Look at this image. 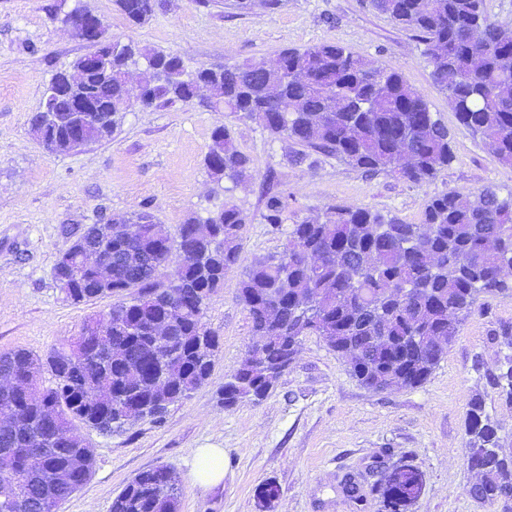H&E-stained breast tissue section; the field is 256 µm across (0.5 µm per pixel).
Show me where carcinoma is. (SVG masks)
<instances>
[{"label":"carcinoma","instance_id":"cac0c4a2","mask_svg":"<svg viewBox=\"0 0 512 512\" xmlns=\"http://www.w3.org/2000/svg\"><path fill=\"white\" fill-rule=\"evenodd\" d=\"M484 0H370L371 8L408 29L424 45L433 83L445 93L460 124L490 141L499 161L512 163V22L491 19ZM133 24L153 15L146 0H115ZM112 75L86 68L81 57L72 78L84 82L92 110L82 118V140L99 142L120 125L127 95L124 75L144 66L142 87L153 101H189L208 88L224 111L259 121L272 135L367 173L391 172L413 184L436 178L454 155L448 127L402 73L375 66L336 44L280 52L270 66L248 63L222 70L187 71L183 59L159 50L113 45ZM64 73L47 87L30 125L46 148L64 147L62 121L75 101L62 88ZM205 166L216 182L238 184L251 162L228 126L211 134ZM277 195L266 198L264 223L277 231L287 221ZM246 218L231 201L206 218L190 217L174 235L152 232L146 210L109 221L110 239L100 258L112 265L105 285L79 263L82 238L57 260L54 278L74 304L101 298L108 312L86 319L68 343L40 356L24 348L0 351V373L17 381L0 389V512H51L90 478L94 451L76 433L81 425L102 436L139 418L167 412L152 402L158 374L167 377L168 404L190 397L208 379L219 338L203 322L206 301L240 260ZM132 224L141 230L130 234ZM177 274L159 281L172 253ZM512 190L495 186L432 196L420 222L362 207L333 206L288 228L282 252L245 269L239 299L252 335L266 337L258 360L224 379L222 402L230 409L266 398L280 378L285 328L317 335L346 359L350 373L381 392L423 385L454 343L460 322L482 295H512ZM177 307L170 342L154 332ZM53 382L42 384L43 371ZM512 402V359L492 377ZM466 456L477 465L473 495L493 505L512 500V448L480 399L470 403ZM423 489L411 465L386 468L369 492L380 512H410ZM280 496L271 482L257 489L260 507ZM174 470L138 473L112 500L110 512H179Z\"/></svg>","mask_w":512,"mask_h":512}]
</instances>
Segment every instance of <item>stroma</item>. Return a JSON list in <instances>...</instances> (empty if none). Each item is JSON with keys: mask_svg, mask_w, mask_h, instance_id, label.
<instances>
[{"mask_svg": "<svg viewBox=\"0 0 512 512\" xmlns=\"http://www.w3.org/2000/svg\"><path fill=\"white\" fill-rule=\"evenodd\" d=\"M76 5L102 17L112 40L177 54L191 70L267 62L285 48L344 46L402 72L447 125L454 159L424 185L385 172L368 175L316 152L296 163L297 145L242 115L211 108L202 96L135 107L108 139L49 152L29 121L52 76L91 50L61 23ZM430 71L414 33L374 12L368 0H282L278 9L247 14L224 0L207 6L157 0L153 16L138 26L114 0H0V350L46 354L76 336L86 318L108 310L106 298L78 305L64 300L54 278L58 257L89 225L146 209L172 234L187 218L208 216L228 200L247 218L241 263L225 274L204 313L220 337L209 379L160 421H139L112 437L81 429L94 450L93 471L59 512H110L129 480L158 465L180 478V512H262L256 490L268 481L280 488L273 512H378L376 496L351 499L341 481L351 474L371 485L382 467L399 461L424 476L411 512H512V501L489 505L472 498L475 475L465 461L473 396L512 442V403L489 381L512 357L498 336L502 324L512 323L510 295L480 300L420 387L368 390L336 352L308 336L263 401L229 410L221 401L225 376L252 340L239 300L244 269L287 242L261 220L266 192L284 196L291 219L345 205L416 223L434 194L512 189V164L459 124ZM221 124L231 126L251 159L246 182L216 184L204 164L211 133ZM207 447L224 451V479L212 489L189 478L196 449Z\"/></svg>", "mask_w": 512, "mask_h": 512, "instance_id": "1", "label": "stroma"}]
</instances>
